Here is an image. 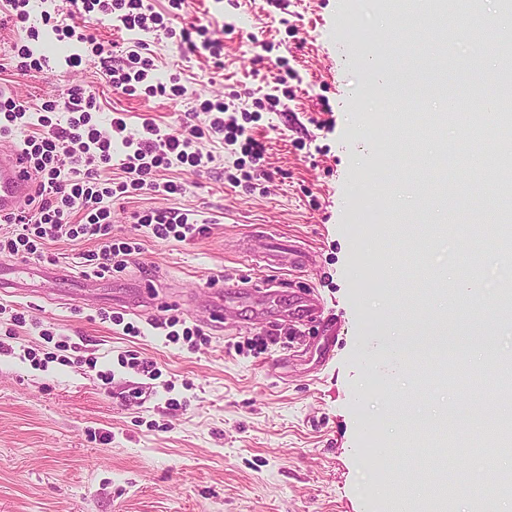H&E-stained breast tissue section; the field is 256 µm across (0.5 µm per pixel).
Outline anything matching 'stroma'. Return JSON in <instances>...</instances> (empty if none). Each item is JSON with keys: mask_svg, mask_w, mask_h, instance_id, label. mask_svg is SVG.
Here are the masks:
<instances>
[{"mask_svg": "<svg viewBox=\"0 0 512 512\" xmlns=\"http://www.w3.org/2000/svg\"><path fill=\"white\" fill-rule=\"evenodd\" d=\"M151 2L173 26L197 21L223 45L218 66L206 54L183 56L176 40L144 35L156 81L178 74L185 95L117 92L102 80L98 59L68 68V44L44 36L33 46L48 65L17 74L6 62L29 41L5 20L0 93L37 108L79 85L95 92L102 113H126L131 135L146 118L164 129L187 117L206 126L202 104L221 97L266 152L255 163L204 138L200 149L215 157L210 171L163 169L158 181L179 185L178 193L138 191L113 202L117 234L131 231L134 213L166 208L193 210L207 231L187 242L141 234L140 254L98 282L88 283L77 263L95 249L93 239L49 242L42 263L0 254V277L24 287L18 295L0 292V343L11 348L0 354V512H486L485 486L512 474V453L451 457V466L469 471L471 489L447 497L412 451L447 445L448 416L457 409L484 420L505 412L498 372L468 395L422 363L435 359L434 311L455 322L445 339L449 359L471 364L478 335L512 359V322L493 311L495 287L512 268L489 259L485 288L461 312L440 284L416 297L403 259L419 254L428 270L456 283L454 254L479 244L471 221L491 203L512 211V192L488 184L464 192L465 165L442 161L463 130L444 119L441 99L417 91L426 76L421 62L397 48L409 16L394 0H184L178 9ZM438 13L439 25L425 31L432 37L447 27L448 54L464 65L474 46L455 32L458 0H444ZM349 25L389 45L391 88L366 87L359 46L344 36ZM262 43L291 71L287 83L256 64ZM498 72V61L487 58L480 70L449 73L446 84L469 88L463 110L470 113L487 92L507 93ZM405 133L417 154L407 152ZM239 166L272 177L254 189L237 187L227 176ZM362 177L372 187L365 199ZM257 225L273 242L299 247L303 267L288 253L272 267L246 257ZM47 262L63 266L66 278L46 277ZM239 280L276 282L286 301L313 292L321 319L294 333L336 331L331 359L321 366L263 347L266 328L250 324L249 307L218 318L198 308L208 292ZM116 288H145L165 300L150 313L126 314L139 335L101 318L112 311ZM18 312L24 323L14 321ZM401 313L426 327L413 339L417 355L394 377L391 398L380 385L389 368L382 338ZM173 315L200 326L207 342L172 343L149 325ZM131 353L155 362L157 375L122 365ZM91 358L96 366H88ZM396 470L408 479L395 481Z\"/></svg>", "mask_w": 512, "mask_h": 512, "instance_id": "stroma-1", "label": "stroma"}]
</instances>
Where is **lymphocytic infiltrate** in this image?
Here are the masks:
<instances>
[{
	"mask_svg": "<svg viewBox=\"0 0 512 512\" xmlns=\"http://www.w3.org/2000/svg\"><path fill=\"white\" fill-rule=\"evenodd\" d=\"M29 2L0 0V9L27 32L28 44L12 57L13 68L23 75L42 71L44 67L43 57L37 56L31 47L32 42L38 41L40 32L28 23ZM72 4L73 11L53 18L52 33L57 40L68 39L87 46L92 56L100 58L106 83L129 96L142 92L148 96L179 97L184 88L177 83L151 84L149 77L154 63L138 50L126 51L118 60L108 57L104 44L89 31L91 20L106 17L131 33L165 31L167 37H179L181 48L193 55L204 50L217 59L223 50L220 42L207 39L205 26L189 23L178 31L166 29L163 16L154 11L148 0H72ZM96 108L95 93L80 86L73 87L63 101L45 102L39 117L32 116L27 101L10 98L0 102V137H20L23 151L39 177L33 211L11 217L12 232L0 237L1 254L38 259L47 241L63 236L72 240L90 237L99 242L98 249L85 257L91 274L102 277L122 271L133 255L140 252L141 245L134 238L113 234L114 196L132 190L177 192L176 184L159 183L155 175L159 170L179 164L197 170L208 168L215 157L197 146L198 139L205 136L228 147L243 143L245 153L255 162L265 152L259 140L246 137L243 126L225 119L229 106L221 99L204 103V111L211 115L207 127L187 122L165 132L147 119L136 139L125 134V113H113L108 127L102 128L93 115ZM54 112L67 113L66 122H52L50 115ZM116 140L124 148L118 163L127 178L111 188L103 186L101 168L113 161L112 143ZM137 224L148 229L154 238L178 242L205 231L192 211L174 208L146 212L138 216Z\"/></svg>",
	"mask_w": 512,
	"mask_h": 512,
	"instance_id": "f902f5d3",
	"label": "lymphocytic infiltrate"
}]
</instances>
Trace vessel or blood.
Returning <instances> with one entry per match:
<instances>
[{
  "label": "vessel or blood",
  "mask_w": 512,
  "mask_h": 512,
  "mask_svg": "<svg viewBox=\"0 0 512 512\" xmlns=\"http://www.w3.org/2000/svg\"><path fill=\"white\" fill-rule=\"evenodd\" d=\"M37 175L29 166L21 148L10 139L0 138V219L29 209L35 196ZM280 292L273 284L235 283L225 290L211 293L207 311L220 312L224 302L248 300L253 304L254 323H271L281 319H312L319 303L311 295H297L287 307L279 304Z\"/></svg>",
  "instance_id": "b4317fda"
}]
</instances>
